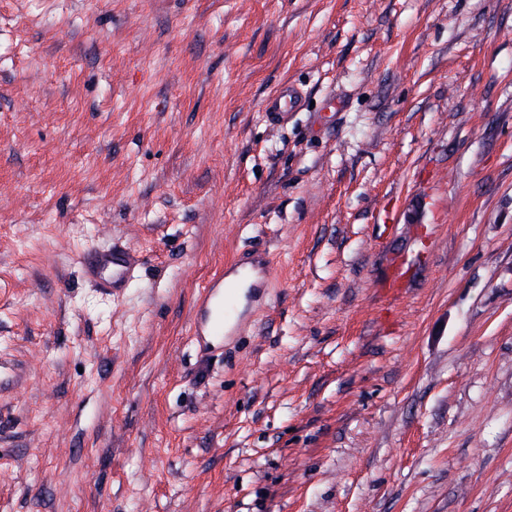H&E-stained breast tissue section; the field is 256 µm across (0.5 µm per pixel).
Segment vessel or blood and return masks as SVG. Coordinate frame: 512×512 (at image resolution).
Masks as SVG:
<instances>
[{
    "mask_svg": "<svg viewBox=\"0 0 512 512\" xmlns=\"http://www.w3.org/2000/svg\"><path fill=\"white\" fill-rule=\"evenodd\" d=\"M302 102L301 92L293 86L281 87L267 99L265 111L270 122L283 120L288 113L296 111ZM136 258L127 248L113 246L111 249L91 253L85 261L87 276L100 289L111 296L120 295L134 271ZM251 264L258 278L251 288L255 298H262L270 276L272 263L265 253L258 252L250 261L233 259L225 271L216 274L203 287L194 304L192 328L199 346L206 347L212 341L223 339L227 333L243 329L247 315L238 301V285L235 278L239 267Z\"/></svg>",
    "mask_w": 512,
    "mask_h": 512,
    "instance_id": "b4317fda",
    "label": "vessel or blood"
}]
</instances>
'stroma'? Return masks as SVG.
<instances>
[{
	"mask_svg": "<svg viewBox=\"0 0 512 512\" xmlns=\"http://www.w3.org/2000/svg\"><path fill=\"white\" fill-rule=\"evenodd\" d=\"M0 512H512V0H0ZM302 102V93L292 85H284L273 96L267 99L265 111L271 123H278L288 116V112L296 111ZM135 263V256L127 248L114 245L91 253L86 258L85 271L103 292L118 297L132 276ZM245 264H251L252 269L258 271V279L251 285L254 296H250L249 302L260 301L268 288L272 263L265 253L259 251L251 258L233 259L225 271L212 277L199 293L192 313V328L200 347L210 346L215 340H224V335L242 330L246 325L248 314L239 304L237 294L238 267ZM229 278H232V283H229Z\"/></svg>",
	"mask_w": 512,
	"mask_h": 512,
	"instance_id": "35a3bbf8",
	"label": "stroma"
}]
</instances>
